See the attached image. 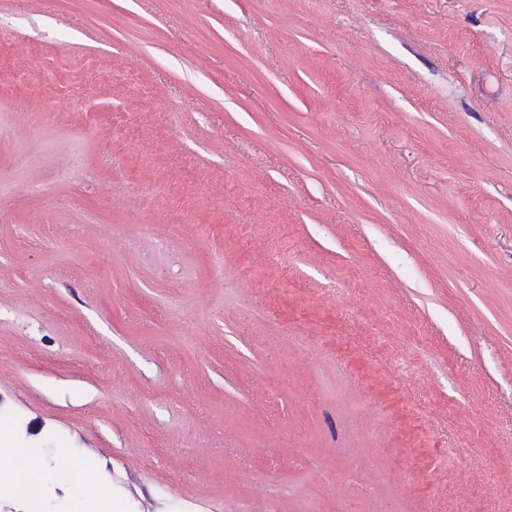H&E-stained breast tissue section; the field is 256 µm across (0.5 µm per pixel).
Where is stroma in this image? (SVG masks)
Instances as JSON below:
<instances>
[{"label": "stroma", "instance_id": "obj_1", "mask_svg": "<svg viewBox=\"0 0 512 512\" xmlns=\"http://www.w3.org/2000/svg\"><path fill=\"white\" fill-rule=\"evenodd\" d=\"M0 446L41 512L65 454L115 512H512V0H0Z\"/></svg>", "mask_w": 512, "mask_h": 512}]
</instances>
